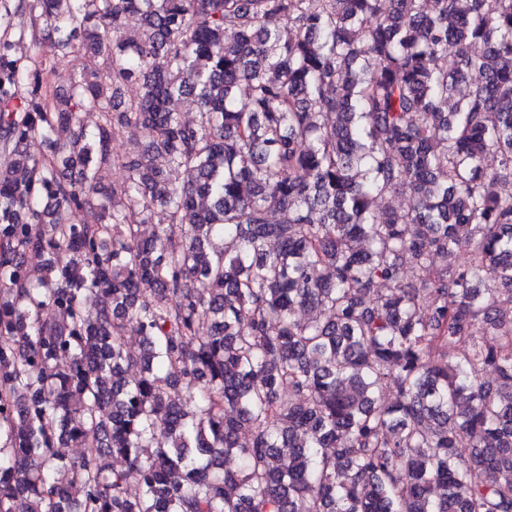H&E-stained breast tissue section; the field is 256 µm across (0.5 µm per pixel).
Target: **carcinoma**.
I'll list each match as a JSON object with an SVG mask.
<instances>
[{"label":"carcinoma","mask_w":512,"mask_h":512,"mask_svg":"<svg viewBox=\"0 0 512 512\" xmlns=\"http://www.w3.org/2000/svg\"><path fill=\"white\" fill-rule=\"evenodd\" d=\"M321 2L18 0L0 512H512V179L484 166L512 171V0ZM46 47L80 60L65 92Z\"/></svg>","instance_id":"1"}]
</instances>
